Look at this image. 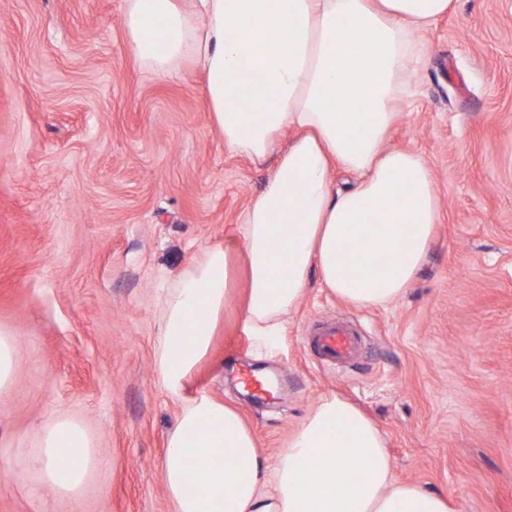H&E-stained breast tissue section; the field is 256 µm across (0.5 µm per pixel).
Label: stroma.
Instances as JSON below:
<instances>
[{"instance_id":"stroma-1","label":"stroma","mask_w":512,"mask_h":512,"mask_svg":"<svg viewBox=\"0 0 512 512\" xmlns=\"http://www.w3.org/2000/svg\"><path fill=\"white\" fill-rule=\"evenodd\" d=\"M416 39L389 144L430 165L440 222L405 295L360 309L312 287L267 343L233 294L188 391L237 407L270 464L341 395L383 432L396 480L456 512H512V0H453ZM274 164L225 147L192 65L160 79L138 62L123 0H0V327L18 339L0 456L59 412L102 459L75 498L0 474V512H173L159 302L202 247L236 237ZM339 320L360 351L328 365L304 337ZM235 362L273 371L279 396L241 393Z\"/></svg>"}]
</instances>
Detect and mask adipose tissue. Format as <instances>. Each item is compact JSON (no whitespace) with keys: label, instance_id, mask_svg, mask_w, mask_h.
<instances>
[{"label":"adipose tissue","instance_id":"adipose-tissue-1","mask_svg":"<svg viewBox=\"0 0 512 512\" xmlns=\"http://www.w3.org/2000/svg\"><path fill=\"white\" fill-rule=\"evenodd\" d=\"M451 0H125L129 45L157 77L191 61L205 76L214 124L230 151L276 164L245 211L237 240L202 248L161 303L155 368L179 403L162 477L175 512H455L440 493L392 478L386 441L346 398L319 400L275 466L260 456L240 413L185 383L207 356L227 298L231 259H246L245 327L269 341L288 327L312 282L357 308L402 297L425 260L439 219L427 161L388 147L421 59L414 34ZM261 80L271 97L242 104ZM285 150L273 146L285 132ZM354 175L336 188L335 169ZM372 266L351 273L348 258ZM99 461L83 426L55 415L32 448L0 458V472L37 474L77 495Z\"/></svg>","mask_w":512,"mask_h":512}]
</instances>
